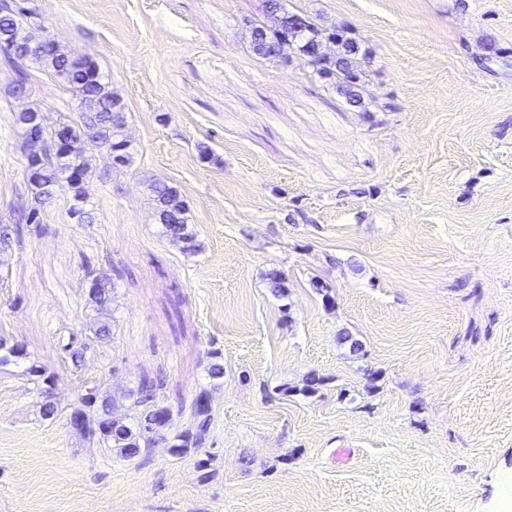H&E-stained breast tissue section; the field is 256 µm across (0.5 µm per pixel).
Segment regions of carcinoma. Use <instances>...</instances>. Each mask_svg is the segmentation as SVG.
<instances>
[{
	"mask_svg": "<svg viewBox=\"0 0 512 512\" xmlns=\"http://www.w3.org/2000/svg\"><path fill=\"white\" fill-rule=\"evenodd\" d=\"M261 4H254L246 19L248 46L260 58H280L289 55L280 45L289 42L295 46V57L310 73L336 89L346 104L360 112L369 111L362 94L367 55L360 44L345 35L342 29L320 27L311 17L299 14L300 27L288 25L291 11L282 9L283 22L270 25L264 14L258 12ZM335 44L330 52L306 54V46ZM0 62L11 74L8 92L18 95L21 88L31 87L30 68L37 66L54 75L67 89L75 93L81 109L78 124L62 122L55 127L43 123L40 110L30 108L16 115V122L36 129L26 138L29 177L33 205L20 214L18 220L0 225V249H7L21 237L23 225L39 223L40 208L47 201L65 195L69 199L70 217L79 224L93 221L86 209L89 199L88 175L90 163L81 150L89 138L98 139L112 158L115 168L130 164V143L123 137V105L112 93V87L99 63L89 57H77L60 44L48 40V32L36 10L13 18L0 16ZM158 223L166 236L180 240L191 250L195 243L187 229V209L177 189L164 181L149 184ZM88 298L101 315L94 329L92 341L107 343L112 340V281L109 278L92 280ZM90 344L83 343L66 350V362L78 380L76 401L72 404L67 424L79 420L75 431L92 445L115 450L121 457H136L141 449L152 444V438L170 426L171 415L157 399L158 384L150 379L139 383L128 395V413L114 415L115 400L103 391L96 381L84 376L86 353ZM42 397L40 412L44 419L54 420L59 411L53 400L51 380H35ZM214 425L209 393L200 392L190 415L169 441V450L177 458L191 457L207 444Z\"/></svg>",
	"mask_w": 512,
	"mask_h": 512,
	"instance_id": "cac0c4a2",
	"label": "carcinoma"
}]
</instances>
